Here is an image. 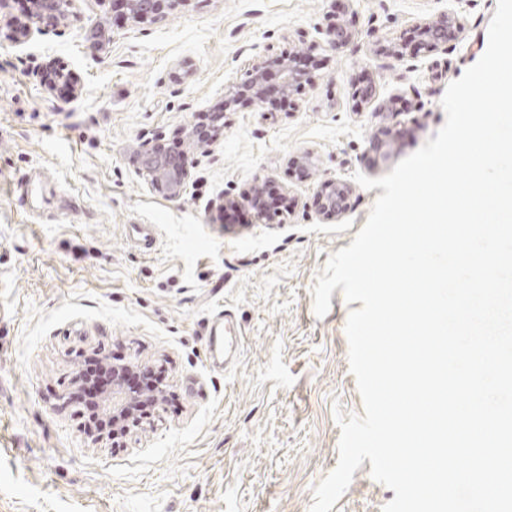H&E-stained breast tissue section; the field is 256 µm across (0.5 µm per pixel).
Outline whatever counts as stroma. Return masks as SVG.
I'll return each instance as SVG.
<instances>
[{
  "label": "stroma",
  "instance_id": "35a3bbf8",
  "mask_svg": "<svg viewBox=\"0 0 512 512\" xmlns=\"http://www.w3.org/2000/svg\"><path fill=\"white\" fill-rule=\"evenodd\" d=\"M497 0H186L160 21L115 19L111 0H74L43 34L0 0V512H309L336 466L333 414L362 415L346 324L360 302L312 288L348 247L381 188L353 184L347 211L317 213L323 181L379 178L435 137L448 84L488 46ZM456 14L445 51L413 62L382 45ZM355 33L329 49L331 21ZM305 33L315 82L278 109L229 113L213 145L188 147L182 198L139 174L144 134L166 142L224 99L249 64ZM68 65L75 89L45 72ZM371 86L359 105L349 88ZM310 155L311 170L296 160ZM264 179L289 204L268 224L224 220L225 198ZM155 227L145 245L136 225ZM230 316L231 365L209 360ZM162 367L171 401L121 448L83 434L74 376L88 357ZM363 461L331 512H382L395 493Z\"/></svg>",
  "mask_w": 512,
  "mask_h": 512
}]
</instances>
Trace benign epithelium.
Masks as SVG:
<instances>
[{
    "label": "benign epithelium",
    "mask_w": 512,
    "mask_h": 512,
    "mask_svg": "<svg viewBox=\"0 0 512 512\" xmlns=\"http://www.w3.org/2000/svg\"><path fill=\"white\" fill-rule=\"evenodd\" d=\"M128 8V16L137 25L157 22L171 11L179 0H123ZM73 0H33L32 20L45 32L59 29L62 21L70 12ZM460 21L453 14L438 21H424L414 26V37L429 49L448 50V32L459 28ZM326 42L333 47L349 44L353 38L352 30L334 24L326 32ZM309 55V46L302 40L287 52L265 57L246 72V78L229 86L224 92V104L220 115L235 111L243 102L262 103L265 101L266 69L274 66L281 75L279 92L288 96L289 102H295L305 85L311 82V76L298 72L296 61ZM138 172L153 185L162 187L172 198L180 197L189 179V172L180 161L164 150L163 135L154 134L139 144L137 152ZM351 187L343 182L329 180L321 187L319 205L324 219L332 220L348 207ZM128 366H112V392L102 399L100 408L112 415V440L116 441L130 433L131 429L152 420L160 405L159 395L155 391L132 395L123 387L121 375Z\"/></svg>",
    "instance_id": "1"
}]
</instances>
